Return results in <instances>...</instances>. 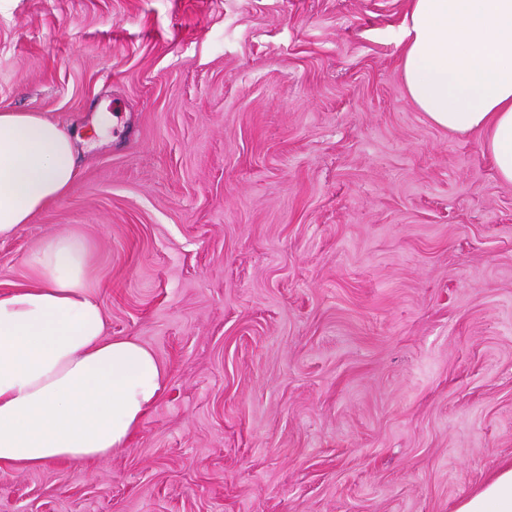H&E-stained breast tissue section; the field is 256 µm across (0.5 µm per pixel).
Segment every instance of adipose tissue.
<instances>
[{"mask_svg": "<svg viewBox=\"0 0 512 512\" xmlns=\"http://www.w3.org/2000/svg\"><path fill=\"white\" fill-rule=\"evenodd\" d=\"M401 77L436 126L482 132L501 182L512 184V0H411ZM72 138L32 112L0 111V238L74 186ZM31 281L0 291V465L74 466L127 448L163 388L151 350L105 333L77 235L45 237ZM455 512H512V461Z\"/></svg>", "mask_w": 512, "mask_h": 512, "instance_id": "1", "label": "adipose tissue"}]
</instances>
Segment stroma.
Here are the masks:
<instances>
[{
	"instance_id": "obj_1",
	"label": "stroma",
	"mask_w": 512,
	"mask_h": 512,
	"mask_svg": "<svg viewBox=\"0 0 512 512\" xmlns=\"http://www.w3.org/2000/svg\"><path fill=\"white\" fill-rule=\"evenodd\" d=\"M409 0H0V110L81 136L0 290L89 246L164 366L123 451L0 512H455L512 460V186L401 78Z\"/></svg>"
}]
</instances>
